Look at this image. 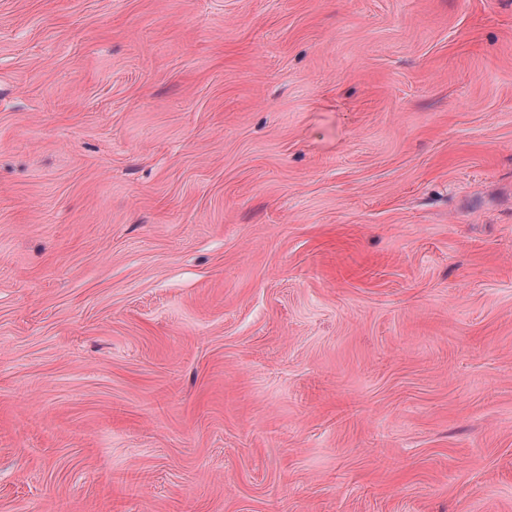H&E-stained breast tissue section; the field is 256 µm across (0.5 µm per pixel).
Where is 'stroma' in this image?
<instances>
[{
  "label": "stroma",
  "mask_w": 512,
  "mask_h": 512,
  "mask_svg": "<svg viewBox=\"0 0 512 512\" xmlns=\"http://www.w3.org/2000/svg\"><path fill=\"white\" fill-rule=\"evenodd\" d=\"M0 512H512V0H0Z\"/></svg>",
  "instance_id": "35a3bbf8"
}]
</instances>
